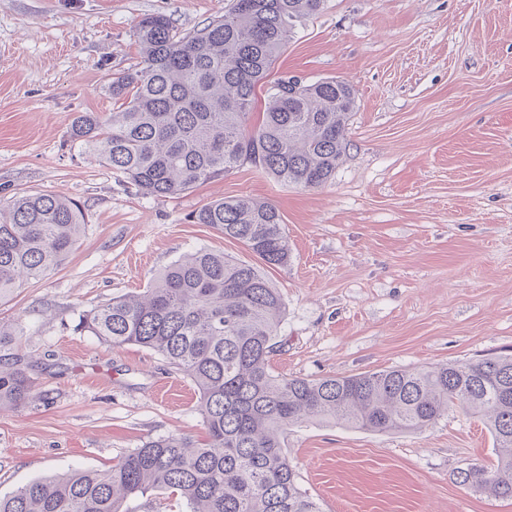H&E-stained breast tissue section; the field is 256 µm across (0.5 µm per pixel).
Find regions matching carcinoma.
I'll use <instances>...</instances> for the list:
<instances>
[{
    "mask_svg": "<svg viewBox=\"0 0 512 512\" xmlns=\"http://www.w3.org/2000/svg\"><path fill=\"white\" fill-rule=\"evenodd\" d=\"M324 3L232 0L224 15L185 35L163 14L144 17L141 66L110 85L120 110L73 116L71 141L154 197L244 164L289 185L326 184L346 153L353 85L267 80L296 24ZM259 90L267 107L252 126ZM190 221L242 242L261 265L196 250L142 292L82 315L79 327L114 347L148 348L189 378L206 440L161 436L106 470L34 480L0 498V512H129L128 500L151 491L178 496L187 512H321L285 452L288 430L308 421L420 430L452 409L485 422L497 455L492 469H460V483L512 500V355L317 379L277 375L270 357L285 304L264 268L288 265L282 214L268 201L221 198ZM85 229L84 205L72 198L22 193L0 207V300L57 268ZM34 390L26 369L0 353V408L27 402Z\"/></svg>",
    "mask_w": 512,
    "mask_h": 512,
    "instance_id": "obj_1",
    "label": "carcinoma"
}]
</instances>
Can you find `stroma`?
<instances>
[{"mask_svg": "<svg viewBox=\"0 0 512 512\" xmlns=\"http://www.w3.org/2000/svg\"><path fill=\"white\" fill-rule=\"evenodd\" d=\"M228 0H0V204L71 197L87 227L59 267L0 300L9 347L36 382L0 412V496L74 469H106L149 439L205 436L194 384L153 351L77 330L80 315L142 291L201 249L253 254L192 212L242 195L280 210L287 377L349 376L512 355V0H326L272 75L343 78L357 92L333 180L283 184L245 164L174 197H148L68 137L109 112L140 66L137 25L202 28ZM285 451L322 512H512L459 483L495 464L483 422L453 410L422 431L306 423Z\"/></svg>", "mask_w": 512, "mask_h": 512, "instance_id": "stroma-1", "label": "stroma"}]
</instances>
